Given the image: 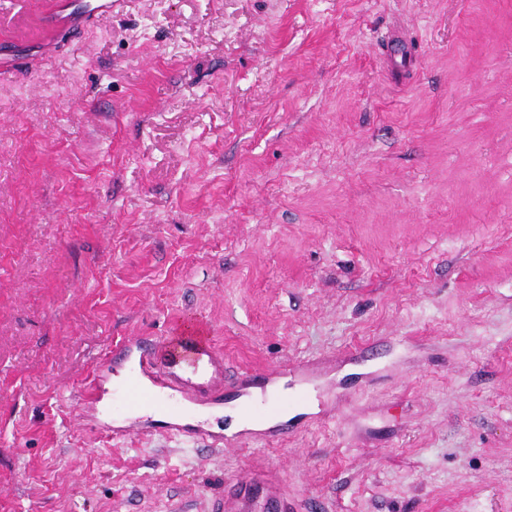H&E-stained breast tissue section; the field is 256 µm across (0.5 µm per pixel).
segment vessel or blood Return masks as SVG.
Here are the masks:
<instances>
[{"instance_id": "1", "label": "vessel or blood", "mask_w": 512, "mask_h": 512, "mask_svg": "<svg viewBox=\"0 0 512 512\" xmlns=\"http://www.w3.org/2000/svg\"><path fill=\"white\" fill-rule=\"evenodd\" d=\"M114 350L134 371L132 377L122 382L121 411L135 414L145 408L153 409L167 417L171 436L203 444L211 450L237 444L238 439L216 436L201 425L192 424L190 417L195 407L221 404L224 388L230 385L245 396L246 416L260 425L279 412L280 404L260 400L256 390L304 373L298 365L260 375L227 370L224 351L215 344L209 324L197 317H182L164 336L118 342ZM237 496V512H288V500L270 471L253 474L238 487Z\"/></svg>"}]
</instances>
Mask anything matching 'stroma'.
Listing matches in <instances>:
<instances>
[{"label": "stroma", "instance_id": "obj_1", "mask_svg": "<svg viewBox=\"0 0 512 512\" xmlns=\"http://www.w3.org/2000/svg\"><path fill=\"white\" fill-rule=\"evenodd\" d=\"M0 0V512H512V0ZM414 58L392 69L395 45ZM202 316L328 409L111 441L113 345ZM237 496V512H288V499L271 471L253 474L238 487Z\"/></svg>", "mask_w": 512, "mask_h": 512}]
</instances>
